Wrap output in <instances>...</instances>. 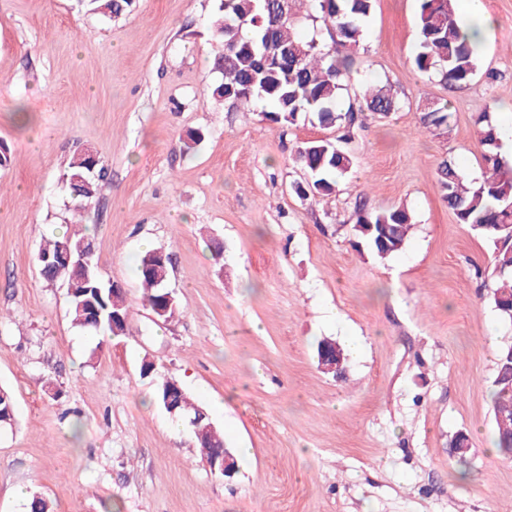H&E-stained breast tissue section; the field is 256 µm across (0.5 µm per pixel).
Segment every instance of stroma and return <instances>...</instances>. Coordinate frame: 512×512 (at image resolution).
<instances>
[{
    "instance_id": "obj_1",
    "label": "stroma",
    "mask_w": 512,
    "mask_h": 512,
    "mask_svg": "<svg viewBox=\"0 0 512 512\" xmlns=\"http://www.w3.org/2000/svg\"><path fill=\"white\" fill-rule=\"evenodd\" d=\"M482 2L494 24L478 75L451 90L414 65L419 0H375L352 68L390 83L400 108L358 129L336 195L305 198L292 151L337 132L204 100L221 79L216 0H135L111 19L78 0H0V386L16 412L0 431V512H25L31 492L54 512H512L492 400L512 322L490 300L492 245L437 181L444 160L479 179L476 119L512 113V0ZM429 99L450 103L447 137L419 125ZM192 129L207 137L187 153ZM85 149L109 171L82 221L100 276L125 290L118 338L72 324L37 263L70 228L62 176ZM359 202L413 216L385 262L354 244ZM148 248L173 255L167 322L143 304ZM353 336L362 357L322 373L318 340ZM167 377L223 431L233 476L210 471L156 402Z\"/></svg>"
}]
</instances>
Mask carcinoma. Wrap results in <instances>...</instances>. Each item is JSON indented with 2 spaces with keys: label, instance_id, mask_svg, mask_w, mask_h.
<instances>
[{
  "label": "carcinoma",
  "instance_id": "cac0c4a2",
  "mask_svg": "<svg viewBox=\"0 0 512 512\" xmlns=\"http://www.w3.org/2000/svg\"><path fill=\"white\" fill-rule=\"evenodd\" d=\"M211 21V36L217 50L213 67L222 75L220 83L204 93V98L236 106L268 105L263 118L278 127L307 121L338 132L336 140L306 141L294 150L293 160L310 180L297 192L308 197L329 196L351 172L354 159L345 148L361 127L365 114L383 119L399 108V101L387 84H361L359 111L344 105L346 75L352 56L362 47L364 23L373 0H308V17L335 31L336 39L327 44L318 32L305 39L294 30L295 6L302 0H216ZM419 50L416 68L431 73L448 88H461L473 81L478 72V51L460 33L455 0H419ZM133 0H87L90 10L110 18L125 14ZM346 55L339 56V49ZM452 113L448 102L429 101L421 108L420 126L435 136L448 135ZM479 143L483 148L485 169L481 179L467 182L455 165L444 160L438 165V184L443 200L460 224L484 236L494 248L495 269L503 284L492 293L499 314L512 321V170L507 169L499 153L497 128L491 113L477 118ZM80 179H74V176ZM107 168L84 154L72 157L63 174L69 196V210L84 212L95 198L100 183L107 180ZM412 226V216L404 208L371 212L357 207L350 232L355 242L376 260H385L401 252ZM93 245L88 231L66 232L44 242L40 257H55L68 247L86 252L82 262L70 264L61 277L76 288L68 297L75 325L96 334L120 337L127 334L130 308L125 295L113 291L94 263ZM159 250L141 255L137 273L144 289L143 301L152 307L164 294L162 270L156 269ZM92 299L100 310V326L86 315V300ZM494 422L498 451L512 457V346L500 349L496 356L493 380ZM176 418L201 417V426L211 424L204 408L195 405L187 393L180 395ZM15 421L11 392L0 387V427ZM204 436L214 456L224 453V437L213 428Z\"/></svg>",
  "mask_w": 512,
  "mask_h": 512
}]
</instances>
